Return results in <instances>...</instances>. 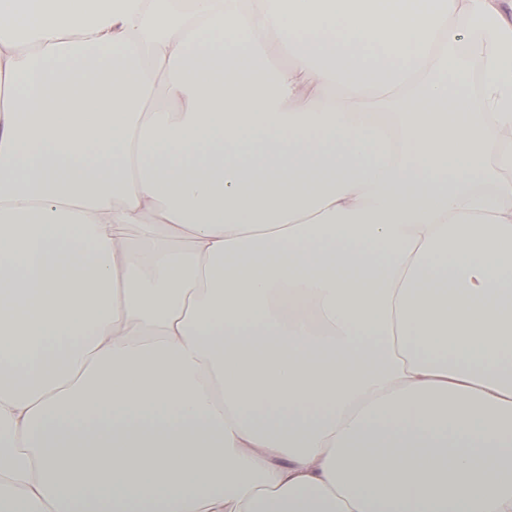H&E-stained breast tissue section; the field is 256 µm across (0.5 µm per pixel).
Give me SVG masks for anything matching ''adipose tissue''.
<instances>
[{
	"mask_svg": "<svg viewBox=\"0 0 512 512\" xmlns=\"http://www.w3.org/2000/svg\"><path fill=\"white\" fill-rule=\"evenodd\" d=\"M504 2L0 0V512H512Z\"/></svg>",
	"mask_w": 512,
	"mask_h": 512,
	"instance_id": "obj_1",
	"label": "adipose tissue"
}]
</instances>
